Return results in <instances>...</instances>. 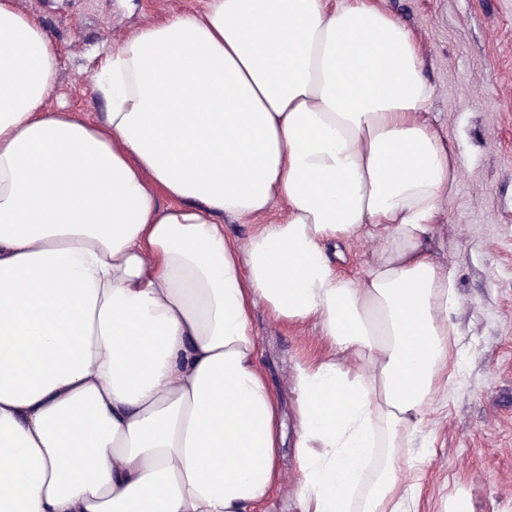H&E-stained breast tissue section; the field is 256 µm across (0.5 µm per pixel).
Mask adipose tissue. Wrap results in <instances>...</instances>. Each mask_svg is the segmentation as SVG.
<instances>
[{"label":"adipose tissue","mask_w":512,"mask_h":512,"mask_svg":"<svg viewBox=\"0 0 512 512\" xmlns=\"http://www.w3.org/2000/svg\"><path fill=\"white\" fill-rule=\"evenodd\" d=\"M0 42V512L261 504V302L330 348L294 368L300 512H401L391 452L452 384L429 244L459 178L407 26L368 0H209L108 53L92 125L46 109L58 54L15 0ZM278 202L244 247L215 221ZM352 238L377 244L356 281L330 251Z\"/></svg>","instance_id":"ef3b65f1"}]
</instances>
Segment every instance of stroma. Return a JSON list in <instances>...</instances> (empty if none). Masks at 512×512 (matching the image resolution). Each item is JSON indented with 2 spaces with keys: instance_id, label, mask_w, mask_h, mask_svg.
<instances>
[{
  "instance_id": "35a3bbf8",
  "label": "stroma",
  "mask_w": 512,
  "mask_h": 512,
  "mask_svg": "<svg viewBox=\"0 0 512 512\" xmlns=\"http://www.w3.org/2000/svg\"><path fill=\"white\" fill-rule=\"evenodd\" d=\"M208 0H16L58 47L48 105L90 121L105 100L87 84L107 51L148 24L205 9ZM410 29L433 88L428 119L453 145L456 190L442 199L430 244L455 274L449 371L422 430L395 455L413 486L414 512H448L470 494L475 512H512V0H370ZM260 369L277 399L281 482L255 512H299L293 424L294 365L322 360L314 323L277 319L257 305Z\"/></svg>"
}]
</instances>
